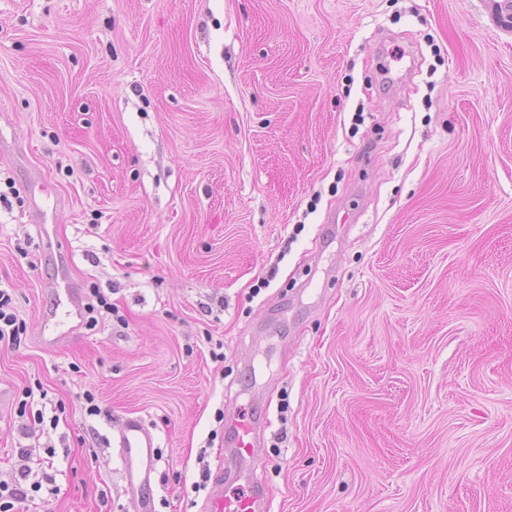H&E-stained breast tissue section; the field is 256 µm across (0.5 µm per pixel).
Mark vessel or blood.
Returning a JSON list of instances; mask_svg holds the SVG:
<instances>
[{"mask_svg":"<svg viewBox=\"0 0 512 512\" xmlns=\"http://www.w3.org/2000/svg\"><path fill=\"white\" fill-rule=\"evenodd\" d=\"M52 290L54 293L64 294L67 306L63 316L57 321L56 333L43 337L42 343L48 348H58L70 340L68 327L81 316L82 297L79 288L64 278L53 281ZM233 426L230 444L235 461L253 460L259 425L242 418L235 420ZM117 445L127 485L134 492L132 503L135 512H152L153 503L145 490L150 486L155 470L156 445L153 434L139 420L130 419L120 430ZM206 509L207 512H272L270 502L260 486L249 495L221 491L213 493L207 499Z\"/></svg>","mask_w":512,"mask_h":512,"instance_id":"1","label":"vessel or blood"}]
</instances>
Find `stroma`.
<instances>
[{
	"instance_id": "1",
	"label": "stroma",
	"mask_w": 512,
	"mask_h": 512,
	"mask_svg": "<svg viewBox=\"0 0 512 512\" xmlns=\"http://www.w3.org/2000/svg\"><path fill=\"white\" fill-rule=\"evenodd\" d=\"M0 194L9 512H133L131 418L154 512H512L507 0H0ZM57 273L116 311L50 350ZM23 325L13 312L12 297L6 289H0V342L8 341L20 344ZM234 430L230 444L236 462L252 461L257 455L256 448L260 426L252 419L242 418L233 422ZM128 487L136 491L132 503L135 512H153V503L145 494L155 470V438L139 420L129 419L119 431L118 442ZM30 455L27 448H19V458L23 463L20 464L17 474L12 475L10 482L0 480V499L3 498L4 492L7 493L8 498L15 501H23L28 498L27 489L23 487L21 481L26 482L33 475V470L28 464ZM256 489L251 495L227 494L224 487L211 494L206 503L208 512H272L270 502L265 495L264 485L255 480Z\"/></svg>"
}]
</instances>
